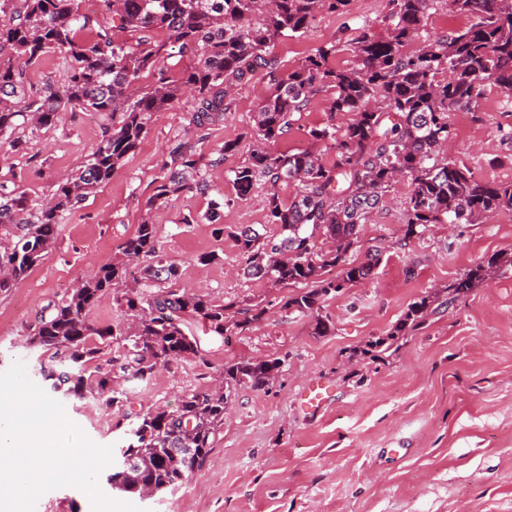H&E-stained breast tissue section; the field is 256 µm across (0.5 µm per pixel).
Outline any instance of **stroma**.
I'll return each instance as SVG.
<instances>
[{"label":"stroma","mask_w":512,"mask_h":512,"mask_svg":"<svg viewBox=\"0 0 512 512\" xmlns=\"http://www.w3.org/2000/svg\"><path fill=\"white\" fill-rule=\"evenodd\" d=\"M387 11L388 0H351L347 13L319 14L305 36L283 39L273 53L286 71L333 39L336 65L347 66L349 45L362 28L384 35ZM268 86L261 74L236 85L231 112L203 137L191 123V96L154 114L137 152L63 217L40 263L0 293V371L23 362L29 377L50 390L40 370L48 356L28 343L29 326L118 253L147 214L144 203L169 151L189 144L213 162L205 172L211 191L183 192L149 213L158 248L181 266L177 288L227 302L265 301L264 319L225 341L197 328L205 360L171 361L145 382L122 370L123 349L112 344L91 367L112 374L122 402L109 408L90 397L59 401L92 442L118 449L139 415L176 409L184 394L210 387L225 363L254 357L283 365L273 384L232 392L206 463L186 483L145 500L132 496L131 504L142 512H512V211L472 224H432L407 240L410 183L393 182L352 251L358 260L379 253L373 278L326 300L323 313L333 330L314 335L311 318L284 309L288 289L243 277L245 259L232 238L216 234L212 224L182 221L221 196L222 224L275 234L265 217L264 187L245 200L236 197L230 172L244 152L224 151L225 141L247 129ZM350 118L347 112L328 117L325 99H316L275 149L308 148L309 127L330 119L342 128ZM105 125L92 112L64 113L51 128L23 124L15 132L22 150L0 138V175L42 201L61 175L83 165ZM451 129L450 155L475 179L512 181V101L497 88L487 87L478 111L453 112ZM211 252L218 260L201 262ZM493 257L499 268L447 302L449 284ZM424 296L432 303L423 325L399 337L397 351L366 354L368 342L387 338L408 305ZM315 377L335 393L311 416L298 407L297 395Z\"/></svg>","instance_id":"stroma-1"}]
</instances>
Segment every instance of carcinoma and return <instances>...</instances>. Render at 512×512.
<instances>
[{"instance_id":"obj_1","label":"carcinoma","mask_w":512,"mask_h":512,"mask_svg":"<svg viewBox=\"0 0 512 512\" xmlns=\"http://www.w3.org/2000/svg\"><path fill=\"white\" fill-rule=\"evenodd\" d=\"M100 2V12L87 14L77 0H0V136L9 137L17 150L22 142L12 135L18 119L26 116L42 128L56 125L63 112H102L109 120L84 164L51 186L47 203L39 205L18 186L0 180V238L15 245L12 252L0 249V267H6L1 293L42 260L62 215L81 208L135 153L155 113L189 91L192 125L201 130L218 124L229 109L231 86L258 72L269 77L268 93L247 131L225 142L224 152L248 144L246 158L231 171L232 183L242 199L258 185L267 188V223L279 233L267 236L252 225L215 232L235 239L249 278L273 288L304 286L283 308L313 316L315 335L331 331L329 318L320 314L325 300L372 275L377 258L359 262L350 251L395 178L407 177L411 186L405 241L421 236L430 224H472L486 213L512 210V182L479 181L447 155L451 113L478 111L488 84L512 97V0H452L456 10L472 17L469 26L428 36L413 49L411 43L425 27L429 0H388L386 35L363 28L350 48L352 66L333 65L338 47L332 41L286 73L272 53L276 43L306 34L318 14L341 11L349 0ZM116 29L130 33L135 43L115 40ZM83 31L93 38L81 39ZM153 31L166 38H150ZM173 47L192 57L195 66L178 75L159 66ZM48 53L64 60L66 80L60 87L36 90L27 67ZM144 73L154 76L146 90L136 86ZM323 93L331 115L352 114L346 127L338 130L328 120L308 130L310 147L273 151L271 146L290 134L301 113ZM329 150L333 158L326 161L323 152ZM208 164L195 149L177 146L155 179L145 217L118 255L49 305L29 327L30 345L49 354L51 365L44 373L54 385L111 407L123 393L111 375L90 370L89 363L112 340L121 339L123 365L143 381L179 358L205 361L196 326L222 338L264 317L267 306L261 301L241 306L173 287L180 267L157 248L150 212L172 195L194 189L207 193ZM288 183L297 186V193L285 202L279 187ZM223 209L221 196L210 200L204 215L186 214L181 223L205 219L218 224ZM131 257L142 268L130 285ZM494 265L491 258L456 279L448 286V303L470 292ZM334 267L341 268L339 277H325ZM107 293L125 323L99 328L89 314ZM428 306L426 297L412 302L388 339L417 329ZM281 366L279 358L227 363L213 388L184 395L175 410L156 408L139 416L129 430V443L120 449L119 465L107 475L112 490L140 496L146 487L157 494L184 484L207 461L224 426L231 390L245 384L264 388Z\"/></svg>"}]
</instances>
